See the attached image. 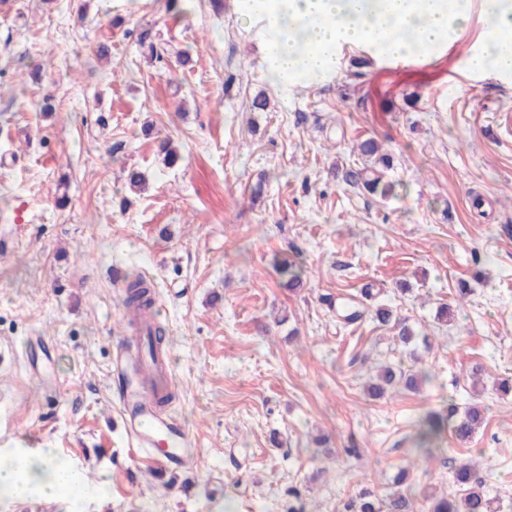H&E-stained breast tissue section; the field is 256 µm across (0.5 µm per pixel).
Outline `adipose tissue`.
Returning <instances> with one entry per match:
<instances>
[{
    "instance_id": "obj_1",
    "label": "adipose tissue",
    "mask_w": 512,
    "mask_h": 512,
    "mask_svg": "<svg viewBox=\"0 0 512 512\" xmlns=\"http://www.w3.org/2000/svg\"><path fill=\"white\" fill-rule=\"evenodd\" d=\"M241 16L263 43L268 70L282 83L304 79L314 83L336 71L337 46L376 42L391 56L409 49L433 48L454 19H464L453 0H235ZM495 21L486 34L487 50L472 58L476 70L493 61L503 73L512 72V4L484 0ZM304 31V49L276 37L284 23ZM413 29L412 41L396 34L397 27ZM0 489L22 500L33 496H71L79 499L82 486L70 465L59 463L52 450L36 455L16 452L0 457Z\"/></svg>"
}]
</instances>
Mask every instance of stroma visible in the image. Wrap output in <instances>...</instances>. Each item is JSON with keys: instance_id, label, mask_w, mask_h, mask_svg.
<instances>
[{"instance_id": "obj_1", "label": "stroma", "mask_w": 512, "mask_h": 512, "mask_svg": "<svg viewBox=\"0 0 512 512\" xmlns=\"http://www.w3.org/2000/svg\"><path fill=\"white\" fill-rule=\"evenodd\" d=\"M223 4L0 0V347L15 351L0 450L54 449L85 483L79 503L5 495L0 512H287L292 485L307 512H338L403 468L421 510L466 461L512 512V395L495 388L512 377V74L469 66L479 4L433 51L345 46L331 80L288 85ZM261 92L269 110L251 111ZM366 137L392 155L398 197L331 177ZM131 168L144 191L126 188ZM277 255L304 263L302 288L281 286ZM115 267L154 285L178 391L166 412L194 441L176 471L142 462L113 400L132 333ZM368 284L430 337L419 392L367 393L379 363L412 364L393 328L337 322L330 300ZM463 284L465 307L437 321ZM451 398L481 403L483 426L418 452L419 421Z\"/></svg>"}]
</instances>
